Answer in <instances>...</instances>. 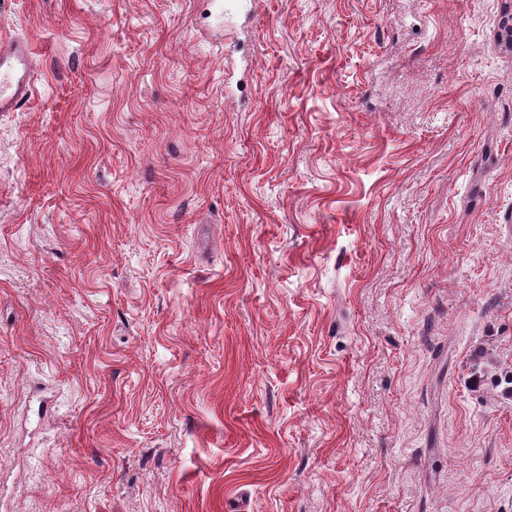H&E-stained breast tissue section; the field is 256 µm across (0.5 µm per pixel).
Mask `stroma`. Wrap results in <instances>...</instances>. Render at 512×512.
Instances as JSON below:
<instances>
[{
	"label": "stroma",
	"instance_id": "obj_1",
	"mask_svg": "<svg viewBox=\"0 0 512 512\" xmlns=\"http://www.w3.org/2000/svg\"><path fill=\"white\" fill-rule=\"evenodd\" d=\"M0 0V512H512V0ZM34 57L27 41L0 39V112H16L30 100Z\"/></svg>",
	"mask_w": 512,
	"mask_h": 512
}]
</instances>
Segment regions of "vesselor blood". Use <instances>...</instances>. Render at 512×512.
<instances>
[{
    "label": "vessel or blood",
    "instance_id": "vessel-or-blood-1",
    "mask_svg": "<svg viewBox=\"0 0 512 512\" xmlns=\"http://www.w3.org/2000/svg\"><path fill=\"white\" fill-rule=\"evenodd\" d=\"M35 53L30 43L0 39V112H14L25 105L33 91Z\"/></svg>",
    "mask_w": 512,
    "mask_h": 512
}]
</instances>
